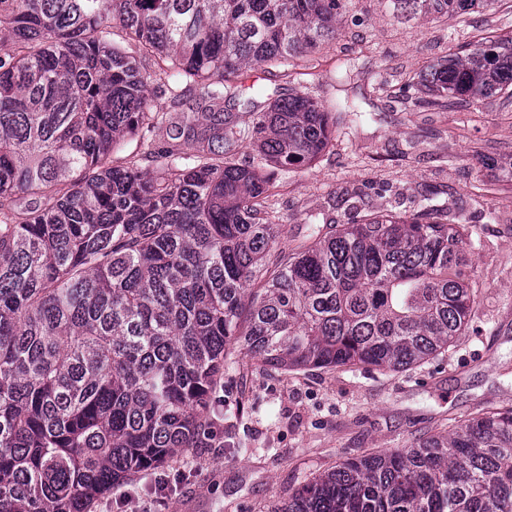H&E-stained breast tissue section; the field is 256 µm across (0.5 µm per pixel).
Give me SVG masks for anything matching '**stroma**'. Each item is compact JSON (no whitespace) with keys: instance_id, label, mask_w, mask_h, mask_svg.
Masks as SVG:
<instances>
[{"instance_id":"stroma-1","label":"stroma","mask_w":512,"mask_h":512,"mask_svg":"<svg viewBox=\"0 0 512 512\" xmlns=\"http://www.w3.org/2000/svg\"><path fill=\"white\" fill-rule=\"evenodd\" d=\"M512 37V0L412 19L387 0H347L330 45L285 80L246 68L245 85L301 90L332 105L336 62L353 64L356 112L331 115L332 138L310 165L277 175L275 207L293 247L310 224H344L433 199L471 236L475 303L447 353L402 372L367 367L283 374L257 361L224 376L208 426L190 453L128 484L158 512H275L338 462L405 448L487 407L512 404V93L417 106L402 96L414 74L491 38Z\"/></svg>"}]
</instances>
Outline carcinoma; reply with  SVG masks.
<instances>
[{"label":"carcinoma","instance_id":"cac0c4a2","mask_svg":"<svg viewBox=\"0 0 512 512\" xmlns=\"http://www.w3.org/2000/svg\"><path fill=\"white\" fill-rule=\"evenodd\" d=\"M452 14L475 0H392ZM340 0H0V512H88L189 451L239 356L284 372L400 370L448 350L474 291L457 224L427 206L283 225L270 171L328 145L329 110L238 71L293 75ZM120 25L143 71L117 47ZM166 77L172 124L148 102ZM435 106L512 87V38L419 74ZM252 125L226 107H258ZM172 131L155 146L141 131ZM251 138L262 164L236 159ZM154 165L155 175L140 161ZM280 512H512V407L345 460Z\"/></svg>","mask_w":512,"mask_h":512}]
</instances>
